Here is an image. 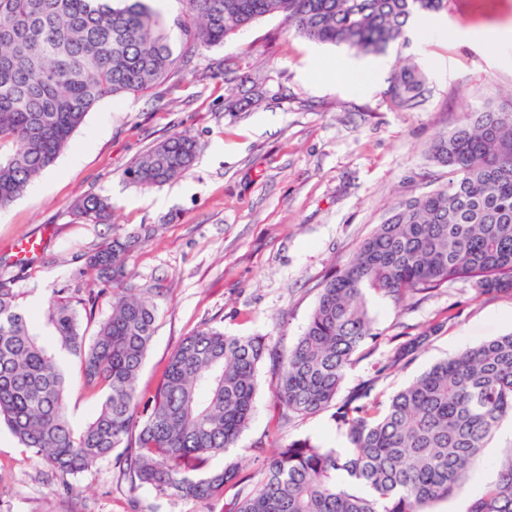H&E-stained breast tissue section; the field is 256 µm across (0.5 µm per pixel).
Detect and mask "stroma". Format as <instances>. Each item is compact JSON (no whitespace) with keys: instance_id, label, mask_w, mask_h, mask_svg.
<instances>
[{"instance_id":"35a3bbf8","label":"stroma","mask_w":512,"mask_h":512,"mask_svg":"<svg viewBox=\"0 0 512 512\" xmlns=\"http://www.w3.org/2000/svg\"><path fill=\"white\" fill-rule=\"evenodd\" d=\"M440 16L444 30L407 35L386 52L391 70L412 61L426 78V98L412 110L385 97L388 74L372 89L349 90L329 66L361 60V53L295 36L279 16L223 45L199 48L178 81L100 103L56 162L0 210V276L13 278L26 312L39 315L54 290L93 287L85 252L149 224L156 232L135 252L128 282L160 283L168 294L140 390L155 387L173 349L204 323L232 336L266 337L279 352L292 348L332 267L351 257L398 202L445 185L448 170L430 152L435 137L463 113L512 109V38L489 44L478 37L512 26V0H447ZM175 131L198 143L190 169L149 190L124 180L137 156ZM89 194L112 199L111 224L74 221L72 204ZM38 235L43 248L24 256ZM365 301L379 338L347 370L344 396L367 381L392 394L459 350L512 332V296L482 295L464 280L400 306L373 293ZM443 317L448 323L439 336L406 367H390L405 333ZM257 380L249 427L213 461L217 468L228 459L241 462L251 483L275 452L267 436L279 412L272 361L263 362ZM299 439L339 451L347 445L344 428L327 411L288 423L284 442ZM511 445L506 423L457 494L432 512H467ZM0 512H224V504L131 487L110 458L61 482L1 425Z\"/></svg>"}]
</instances>
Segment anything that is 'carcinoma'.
I'll list each match as a JSON object with an SVG mask.
<instances>
[{"instance_id": "1", "label": "carcinoma", "mask_w": 512, "mask_h": 512, "mask_svg": "<svg viewBox=\"0 0 512 512\" xmlns=\"http://www.w3.org/2000/svg\"><path fill=\"white\" fill-rule=\"evenodd\" d=\"M152 0H0V208L52 166L99 103L137 96L180 71L201 46L224 44L259 20L281 15L293 34L379 55L404 38L410 22L441 11L446 0H179L173 21ZM182 42L174 53L169 32ZM427 92L414 66L396 71L385 91L411 110ZM198 144L176 132L124 170L149 189L189 169ZM434 161L448 182L399 202L384 223L319 286L296 344L276 357L275 396L287 409L273 433L294 418L335 407L346 429L339 452L309 439L282 445L260 480L245 485L239 467H211L248 428L262 336H227L203 325L183 337L150 396L139 376L165 292L122 287L134 249L155 229L141 225L85 254L99 287L82 297L60 288L30 321L13 280L0 277V423L61 477L115 456L134 487L163 496L216 501L228 512H427L467 480L494 431L512 418V332L434 364L381 400L371 384L337 400L348 368L376 338L365 291L401 303L451 280L483 295H512V112L465 113L436 137ZM86 224H106L110 199L89 194L73 206ZM102 298L110 313L94 335L82 315ZM433 323L407 337L390 363L404 364L441 330ZM73 358L80 387L99 401L74 427L61 357ZM468 512H512V448L496 479Z\"/></svg>"}]
</instances>
